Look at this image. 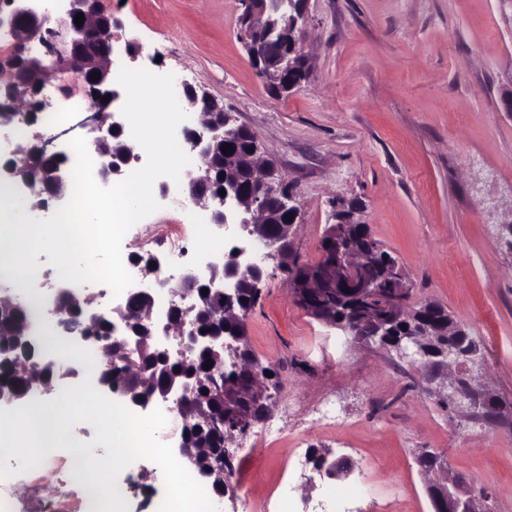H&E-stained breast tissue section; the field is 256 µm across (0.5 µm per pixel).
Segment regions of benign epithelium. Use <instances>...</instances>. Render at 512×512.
Returning a JSON list of instances; mask_svg holds the SVG:
<instances>
[{
	"label": "benign epithelium",
	"mask_w": 512,
	"mask_h": 512,
	"mask_svg": "<svg viewBox=\"0 0 512 512\" xmlns=\"http://www.w3.org/2000/svg\"><path fill=\"white\" fill-rule=\"evenodd\" d=\"M33 0H0V31L5 30L13 41L10 53L0 56V128L8 127L32 111L33 99L45 109L49 100L43 96L47 84H55L63 97L72 94L79 83L92 103V112L77 123L80 128L97 129L95 142L99 166L95 179L104 187L125 177L127 167L141 160L138 147L128 141L118 154H112L108 142L112 134L123 127L121 100L124 89L116 81V58L112 44L95 48L90 43L100 33L112 35L121 28L120 20L101 8L99 0H65L64 17L51 18L46 11L32 6ZM306 0H242L240 25L244 43L256 68L271 89L283 94L299 87V73L306 72L307 54L296 38L295 31L303 19ZM84 15L83 24L74 22L77 14ZM100 73L92 81V73ZM109 101H104V97ZM176 96L182 108L196 114L193 126L182 130L188 150L199 160L192 174L179 183L166 179L157 182L159 196L165 200L176 198L181 204L191 205L207 214L219 236L224 239L220 257L204 264L205 272L187 270L179 288L171 290L176 301L168 312L162 331L150 327L147 335L135 332L121 337L124 347H140L147 341H156L161 334L176 342L180 355L207 352L212 361L210 394L221 402V411L202 408L193 421L186 423L180 433L174 454L188 472L215 487L224 479V465L203 467L202 460L211 454L209 448L189 447L188 431L194 424L207 427L213 434L224 437V461L232 460L229 446L261 423L274 399L273 380L267 372L242 357L239 333L224 331L220 345H211L200 334L197 323L186 318L189 310L200 299L207 297L213 316L233 321L238 317L237 301L241 284L251 282L261 289L264 268L268 263L284 264L291 254L290 244L300 215L294 195L278 186L275 164L260 154L258 141L241 152L225 153L223 147L236 142L246 127L237 123L201 87L182 82L176 87ZM59 135H45L36 129L33 143H16L8 152V160L0 165V179L13 181L25 189L20 198L23 211L37 217L48 200H65L68 190L67 167L55 166L43 184L32 182L24 169L38 157L55 156L54 142ZM222 154V187L225 195L207 191L212 179L211 161ZM281 215V230L269 236L267 225L272 217ZM367 226L354 220V212L342 209L336 213V223L330 225L321 244V256L313 264H304L300 276L288 281L293 298L306 306L307 311L343 336L356 343H371L395 352L419 368L432 386L430 393L440 406L456 412H467L482 407L493 411L498 401L482 380L483 361L475 344L460 336L461 324L448 320L443 330L431 318H422L436 308L426 303L417 310L410 309L411 282L398 262L382 258L366 232ZM243 235L249 241L266 245L264 262L252 259L250 249L237 242ZM208 293L201 294L202 289ZM53 298L47 309L48 322L58 328L60 335L77 345L92 344L99 348L104 359L110 358V345L90 331H77L70 320L80 313L89 323L98 321L96 296L79 293L64 284L52 288ZM142 297L145 305L133 312L126 308L127 299ZM25 300L18 294L0 293V309L21 311ZM112 317L121 323L147 321L154 323L155 301L153 289L133 288L127 298L112 308ZM32 331L21 327L13 345H0V362L22 366L30 377L28 390L49 394L52 391L43 367L20 360L17 353ZM245 372L248 377L232 384L224 382L228 371ZM101 392L128 408L145 412L162 401L178 405L183 393H197L199 382L194 375L173 374L164 388L150 398H134L122 385L110 379L98 381ZM354 463L347 457L328 461L330 478H348ZM427 490L438 512H481L477 499L468 494L466 482L460 477L428 479Z\"/></svg>",
	"instance_id": "1"
}]
</instances>
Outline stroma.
Listing matches in <instances>:
<instances>
[{"label":"stroma","mask_w":512,"mask_h":512,"mask_svg":"<svg viewBox=\"0 0 512 512\" xmlns=\"http://www.w3.org/2000/svg\"><path fill=\"white\" fill-rule=\"evenodd\" d=\"M141 47L137 67L202 85L257 136L301 204L292 247L319 258L337 209L355 203L413 284L476 337L496 416L436 404L415 366L341 341L297 306L278 269L247 324L277 374L282 430L254 426L224 512H311L348 493L349 512H432L422 449L465 477L484 512H512V0H307V77L287 94L259 76L240 38V0H103ZM349 457L344 480L300 456ZM66 451L0 480L15 512H82Z\"/></svg>","instance_id":"35a3bbf8"}]
</instances>
